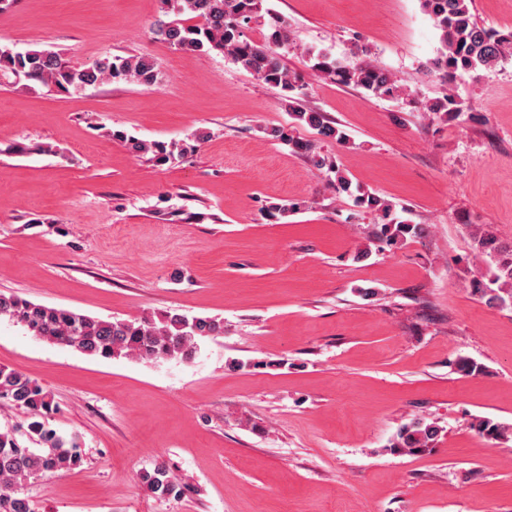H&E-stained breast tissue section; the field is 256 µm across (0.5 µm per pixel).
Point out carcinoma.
<instances>
[{"instance_id": "1", "label": "carcinoma", "mask_w": 512, "mask_h": 512, "mask_svg": "<svg viewBox=\"0 0 512 512\" xmlns=\"http://www.w3.org/2000/svg\"><path fill=\"white\" fill-rule=\"evenodd\" d=\"M161 2L164 18L155 24L159 40L185 52L223 54L244 70L279 88L281 106L294 123L306 125L321 137L341 145L349 143L348 135L328 121L325 113L308 109L301 103L300 78L290 73L281 61L280 50L290 43L288 24L272 16L264 42L245 38L242 29L261 12L262 0ZM423 7L439 31L440 48L434 68L450 88L441 98L418 102L419 109L432 119L457 120L465 114V106L451 84L465 73L491 69L512 59V31L504 33L480 25L472 12V0H423ZM307 56L310 69L323 78L353 85L377 98L399 100L406 96L391 74L372 63L346 65L323 51L310 50ZM9 74L64 92L108 81H133L146 87L158 83L157 64L147 55H107L90 66L76 67L58 52L19 51L0 45V76ZM268 135L308 154L316 169L334 174L332 183L336 191L346 193L355 206L381 213L382 224L374 229V241L392 244L421 234L420 225L393 215L392 203L360 185H352L329 157L315 151L313 144L294 139L283 126L271 128ZM111 136L127 146L132 154L138 157L149 154L159 165L195 152L203 140V136L196 135L171 145L148 143L121 129L112 130ZM474 243L490 258L494 271L491 285L476 281L473 288L486 297L488 304L512 308V245L500 243L488 225L475 233ZM2 317L44 341L103 359H189L195 354L199 341L224 335V323L216 318L167 313L157 320L143 317L111 321L0 294ZM2 401L23 410L25 420L5 431L0 430V512H34L24 487L40 478L79 468L84 460L83 450L76 438H68L51 428L49 418L57 411V406L51 393L28 375L1 366ZM438 433V427L432 424L403 427L394 447L415 452L429 447ZM141 481L151 494L160 498L179 497L186 490L165 465L142 472Z\"/></svg>"}]
</instances>
